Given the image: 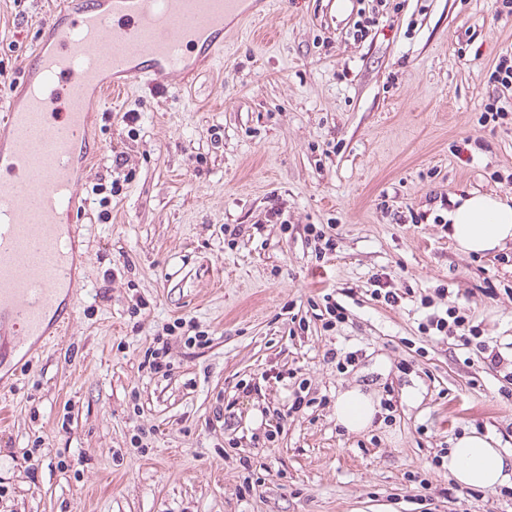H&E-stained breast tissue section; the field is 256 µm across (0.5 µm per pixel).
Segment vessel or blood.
Segmentation results:
<instances>
[{"instance_id":"b4317fda","label":"vessel or blood","mask_w":512,"mask_h":512,"mask_svg":"<svg viewBox=\"0 0 512 512\" xmlns=\"http://www.w3.org/2000/svg\"><path fill=\"white\" fill-rule=\"evenodd\" d=\"M265 0H63L0 115V369L56 339L89 286L76 187L104 145L92 97L189 88Z\"/></svg>"}]
</instances>
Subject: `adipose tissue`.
Segmentation results:
<instances>
[{
	"mask_svg": "<svg viewBox=\"0 0 512 512\" xmlns=\"http://www.w3.org/2000/svg\"><path fill=\"white\" fill-rule=\"evenodd\" d=\"M448 222L453 239L466 253L483 254L512 242V204L491 193L457 197ZM375 412L373 400L357 388L342 392L334 409L337 425L350 433L367 429ZM447 467L455 481L469 489L491 490L512 479V456L475 433L457 439Z\"/></svg>",
	"mask_w": 512,
	"mask_h": 512,
	"instance_id": "obj_1",
	"label": "adipose tissue"
}]
</instances>
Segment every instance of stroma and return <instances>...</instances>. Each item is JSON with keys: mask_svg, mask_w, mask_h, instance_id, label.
<instances>
[{"mask_svg": "<svg viewBox=\"0 0 512 512\" xmlns=\"http://www.w3.org/2000/svg\"><path fill=\"white\" fill-rule=\"evenodd\" d=\"M57 4L34 0L22 25L0 0L10 74ZM370 5L273 0L191 89L135 85L107 106L97 133L126 163L101 158L79 191L122 190L110 223L84 218L71 328L0 392V512H512V486L469 491L442 462L472 431L512 453V245L461 252L431 201L512 198V113L484 116L512 101L488 81L512 16L502 0H389L354 40ZM376 276L397 304L372 296ZM329 302L345 312L330 327ZM451 303L479 339L422 330ZM178 318L209 342L180 330L161 378L146 354ZM352 387L376 406L359 433L334 416ZM298 391L311 407L293 410Z\"/></svg>", "mask_w": 512, "mask_h": 512, "instance_id": "35a3bbf8", "label": "stroma"}]
</instances>
